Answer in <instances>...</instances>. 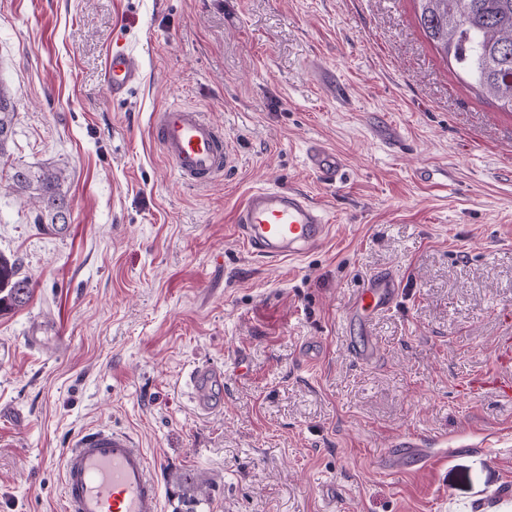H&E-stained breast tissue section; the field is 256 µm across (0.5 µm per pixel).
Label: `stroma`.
<instances>
[{"instance_id":"stroma-1","label":"stroma","mask_w":512,"mask_h":512,"mask_svg":"<svg viewBox=\"0 0 512 512\" xmlns=\"http://www.w3.org/2000/svg\"><path fill=\"white\" fill-rule=\"evenodd\" d=\"M120 41L142 80L115 99ZM0 81V253L32 282L0 313V512H62V455L90 427L136 439L164 512L186 470L207 481L195 512H512V113L461 84L413 0H0ZM169 105L224 130L228 177L177 178L149 135ZM315 142L347 158L336 185L304 164ZM18 163L62 171V235L9 188ZM273 183L326 209L322 249L244 250L235 208ZM383 269L402 297L362 364L344 311ZM201 364L224 370L220 413L194 407ZM410 434L427 464L390 470ZM16 113L14 98L0 81V157L8 153Z\"/></svg>"}]
</instances>
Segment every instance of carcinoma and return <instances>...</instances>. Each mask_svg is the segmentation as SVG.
Segmentation results:
<instances>
[{
  "instance_id": "cac0c4a2",
  "label": "carcinoma",
  "mask_w": 512,
  "mask_h": 512,
  "mask_svg": "<svg viewBox=\"0 0 512 512\" xmlns=\"http://www.w3.org/2000/svg\"><path fill=\"white\" fill-rule=\"evenodd\" d=\"M425 36L456 73L482 94L512 112V0H413ZM16 113L14 98L0 82V157L8 153ZM13 187L36 196L37 224H66L68 203L63 174L12 168ZM32 292L19 263L0 254V312L26 304Z\"/></svg>"
}]
</instances>
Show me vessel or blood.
I'll return each mask as SVG.
<instances>
[{
    "label": "vessel or blood",
    "mask_w": 512,
    "mask_h": 512,
    "mask_svg": "<svg viewBox=\"0 0 512 512\" xmlns=\"http://www.w3.org/2000/svg\"><path fill=\"white\" fill-rule=\"evenodd\" d=\"M107 90L125 96L142 78L141 68L126 48L112 49L106 61ZM150 133L175 174L191 186L223 178L232 166L231 145L222 128L205 113L170 105L156 112ZM308 167L330 183L340 179L343 158L321 145L308 149ZM238 238L250 253L281 261L303 257L321 247L331 230L327 211L307 193L269 185L249 191L234 211ZM400 283L389 271L369 277L346 312L357 327L348 345L354 358L368 363L377 349L368 338L372 318L389 311L397 301ZM223 370L202 365L191 373L197 409L221 411L218 390ZM64 512H163L158 480L142 448L124 431L102 428L79 432L63 455Z\"/></svg>",
    "instance_id": "vessel-or-blood-1"
}]
</instances>
